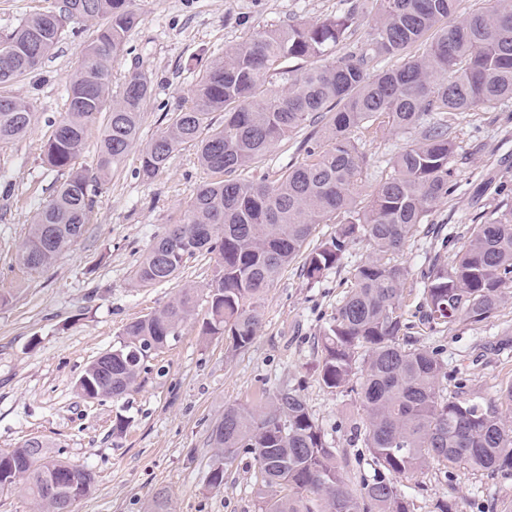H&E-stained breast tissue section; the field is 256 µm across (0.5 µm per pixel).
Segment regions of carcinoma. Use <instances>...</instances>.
Wrapping results in <instances>:
<instances>
[{"label": "carcinoma", "mask_w": 512, "mask_h": 512, "mask_svg": "<svg viewBox=\"0 0 512 512\" xmlns=\"http://www.w3.org/2000/svg\"><path fill=\"white\" fill-rule=\"evenodd\" d=\"M485 2L456 22L460 0H373L359 52L332 60L333 48L359 24L356 6L318 22L263 28L213 57L200 71L192 105L141 150L145 179L162 173L187 143L214 179L197 188L183 218L157 237L134 279L143 286L164 284L195 254L214 255L203 333L230 338L236 351L252 343L264 295L283 269L300 260L306 278L318 280L356 240L371 246L319 344L324 387L357 395L373 475L350 490L336 448L300 393L281 387L262 406L225 407L210 434L208 485L223 484L224 469L239 450L254 454L258 512H415V497L399 484L404 476L450 463L512 470V423L503 417V409L512 411V383L484 402L468 397L462 383L445 393L442 350L402 342L409 271L392 262L451 191L456 116L512 100V0ZM139 22L134 0H55L0 39V99L10 102L0 107V143H10L34 132L37 112L8 87L37 72L68 29L96 24L80 67L66 78V110L43 144L44 162L67 177L33 212L17 248L16 262L29 273L50 266L83 235L93 197L139 140L153 92L150 77L132 71L120 90H112V62ZM428 35L426 51L408 55ZM403 56L407 61L395 68L369 71L374 60ZM289 61L298 67L288 69ZM276 75L288 90L273 85ZM213 112L224 113L223 125L209 126ZM103 113L96 164L83 166L90 131ZM312 117L324 121L323 134L305 142L300 162L271 182L240 177ZM377 121L417 137L395 154L394 174L363 204L364 156L355 132ZM320 224H334L336 232L312 247ZM510 292L507 206L482 215L452 258L429 269L424 322L432 331L461 319L482 322ZM197 296V289L184 288L162 308L126 324L112 355L79 378V394L89 388L114 398L126 394L148 358L179 336ZM49 447L43 439L35 455L25 443L9 452L12 471H0V493L19 488L36 512H60L46 498L48 482L81 473L93 488L92 471L49 455Z\"/></svg>", "instance_id": "cac0c4a2"}]
</instances>
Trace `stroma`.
<instances>
[{
  "mask_svg": "<svg viewBox=\"0 0 512 512\" xmlns=\"http://www.w3.org/2000/svg\"><path fill=\"white\" fill-rule=\"evenodd\" d=\"M359 0H134L140 23L126 51L112 64V82L128 72L148 73L154 84L144 107L141 143L155 139L179 109L189 106L200 71L214 55L234 47L254 30L296 19L315 22L348 11ZM82 37L65 34L38 72L15 81L13 96L35 102L41 119L26 139L0 144V453L39 435L53 455L90 469L91 493L74 512H146L165 491L171 512H257L252 489L258 466L239 453L224 471L221 487H209V436L226 406L263 404L282 386L301 389L327 440L338 451L343 476L358 489L369 475V452L356 438L360 420L354 393H329L319 381L318 339L343 299L353 269L369 252L353 243L340 264L308 280L300 263L284 269L263 303L253 342L232 350L221 336H206V300L175 340L152 356L135 387L121 398L88 400L75 390L86 366L110 350L124 325L173 300L182 288L204 289L214 260L197 253L171 281L140 286L134 271L167 225L187 210L208 174L193 146L176 152L168 170L139 177V146L132 147L95 199L91 221L79 242L49 268L28 274L16 263L32 212L49 200L63 177L42 161L49 120L64 110V80L81 63ZM321 123L304 126L245 170L249 180L275 177L301 161L300 143ZM455 172L450 195L419 225L394 255L409 276L404 296L419 314L424 278L435 256H449L482 213L512 203V100L495 111L458 115ZM366 166L360 199L393 172L391 160L411 137L386 127L356 132ZM512 295L494 316L474 324L461 320L432 333L421 323L408 342L443 348L448 372L467 380L469 397L490 399L512 381ZM128 417L113 436L116 415ZM417 512H436L445 500L453 512H506L512 507V475L463 464L430 468L404 477Z\"/></svg>",
  "mask_w": 512,
  "mask_h": 512,
  "instance_id": "35a3bbf8",
  "label": "stroma"
}]
</instances>
